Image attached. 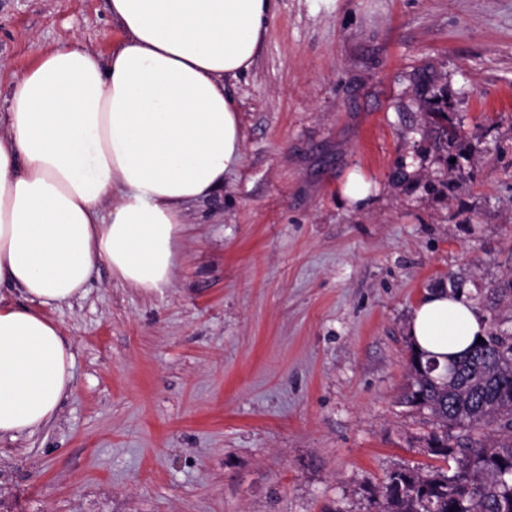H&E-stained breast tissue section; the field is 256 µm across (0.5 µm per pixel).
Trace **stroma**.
Returning a JSON list of instances; mask_svg holds the SVG:
<instances>
[{"label":"stroma","instance_id":"obj_1","mask_svg":"<svg viewBox=\"0 0 512 512\" xmlns=\"http://www.w3.org/2000/svg\"><path fill=\"white\" fill-rule=\"evenodd\" d=\"M123 38L109 0H0V115L43 52ZM227 90L244 160L187 205L171 286L103 266L43 307L74 387L0 439V512H366L388 473L434 466L401 402L409 323L449 277L512 274V0H277Z\"/></svg>","mask_w":512,"mask_h":512}]
</instances>
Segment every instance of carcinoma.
Here are the masks:
<instances>
[{"label":"carcinoma","instance_id":"cac0c4a2","mask_svg":"<svg viewBox=\"0 0 512 512\" xmlns=\"http://www.w3.org/2000/svg\"><path fill=\"white\" fill-rule=\"evenodd\" d=\"M512 300V278L487 290L491 327L482 342L448 360L409 351L405 403L428 411L434 429L426 451L448 469L389 473L367 512H512V329L498 318Z\"/></svg>","mask_w":512,"mask_h":512}]
</instances>
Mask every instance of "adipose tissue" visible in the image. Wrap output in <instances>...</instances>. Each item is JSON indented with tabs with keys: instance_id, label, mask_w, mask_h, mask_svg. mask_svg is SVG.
Segmentation results:
<instances>
[{
	"instance_id": "ef3b65f1",
	"label": "adipose tissue",
	"mask_w": 512,
	"mask_h": 512,
	"mask_svg": "<svg viewBox=\"0 0 512 512\" xmlns=\"http://www.w3.org/2000/svg\"><path fill=\"white\" fill-rule=\"evenodd\" d=\"M275 2L110 0L124 33L112 55L62 45L10 84L0 131V438L53 421L72 387V346L42 307L82 296L102 264L148 294L171 285L186 204L222 188L243 158L226 82L253 65ZM485 331L461 292L428 294L410 322L417 348L442 364Z\"/></svg>"
}]
</instances>
